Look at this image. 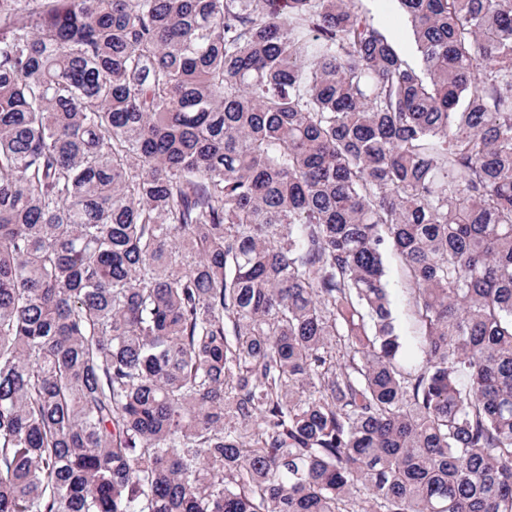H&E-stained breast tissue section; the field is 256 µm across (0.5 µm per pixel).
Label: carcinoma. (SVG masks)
Here are the masks:
<instances>
[{"mask_svg": "<svg viewBox=\"0 0 512 512\" xmlns=\"http://www.w3.org/2000/svg\"><path fill=\"white\" fill-rule=\"evenodd\" d=\"M358 2L0 0V512H512V0ZM363 12L373 18L374 23L384 27L397 43L404 58L412 65H420L414 38L407 21L399 14L394 3L388 0H361ZM386 279L397 334L400 337V360L408 369L423 365L425 355L420 344L419 327L412 306V286L398 260L388 255Z\"/></svg>", "mask_w": 512, "mask_h": 512, "instance_id": "obj_1", "label": "carcinoma"}]
</instances>
